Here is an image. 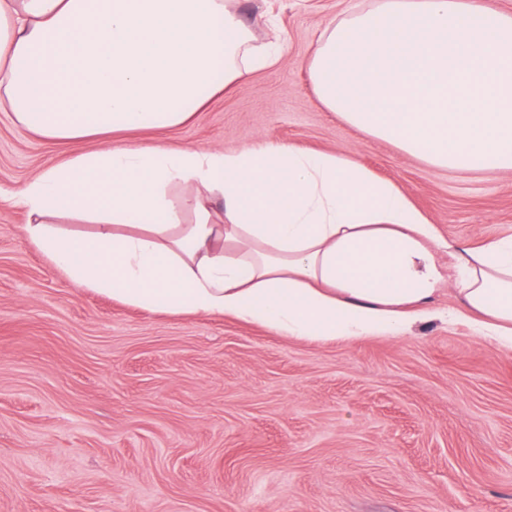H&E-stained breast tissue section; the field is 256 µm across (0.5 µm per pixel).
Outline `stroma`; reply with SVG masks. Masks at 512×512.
Segmentation results:
<instances>
[{
  "instance_id": "obj_1",
  "label": "stroma",
  "mask_w": 512,
  "mask_h": 512,
  "mask_svg": "<svg viewBox=\"0 0 512 512\" xmlns=\"http://www.w3.org/2000/svg\"><path fill=\"white\" fill-rule=\"evenodd\" d=\"M374 0H236L281 59L186 124L116 147L268 143L356 158L440 236L512 235V171L436 170L319 103L323 27ZM98 139H42L0 112V190ZM0 204V512H512V350L432 319L319 342L174 317L75 287Z\"/></svg>"
}]
</instances>
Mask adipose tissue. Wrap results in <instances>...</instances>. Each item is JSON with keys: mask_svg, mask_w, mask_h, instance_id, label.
Returning <instances> with one entry per match:
<instances>
[{"mask_svg": "<svg viewBox=\"0 0 512 512\" xmlns=\"http://www.w3.org/2000/svg\"><path fill=\"white\" fill-rule=\"evenodd\" d=\"M253 41L224 0H0V110L59 142L177 127L277 61ZM307 69L324 107L366 137L436 169H512V13L376 0L327 25ZM8 199L51 265L124 304L360 341L399 337L449 279L448 320L512 348V237L478 250L444 240L347 155L107 146ZM60 218L95 230L66 232Z\"/></svg>", "mask_w": 512, "mask_h": 512, "instance_id": "ef3b65f1", "label": "adipose tissue"}]
</instances>
